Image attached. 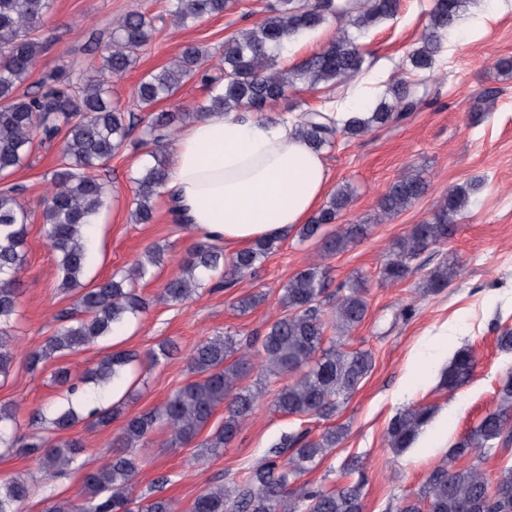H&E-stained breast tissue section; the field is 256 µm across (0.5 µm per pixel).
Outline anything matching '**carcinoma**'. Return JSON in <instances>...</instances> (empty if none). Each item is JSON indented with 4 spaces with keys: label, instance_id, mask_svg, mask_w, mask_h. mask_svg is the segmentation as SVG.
Segmentation results:
<instances>
[{
    "label": "carcinoma",
    "instance_id": "carcinoma-1",
    "mask_svg": "<svg viewBox=\"0 0 512 512\" xmlns=\"http://www.w3.org/2000/svg\"><path fill=\"white\" fill-rule=\"evenodd\" d=\"M232 0H167L166 13L172 24L184 29L199 20L224 13ZM465 0H433L429 20L420 45L408 56L411 71L434 68L436 56L448 38L464 7ZM400 0H274L267 15L255 26L224 43L220 57L197 44L185 45L165 66L147 72L133 92V99L148 121L142 136L132 135L134 116L112 96L113 84L131 71L141 50L153 39V18L128 12L112 20L106 37L90 33L87 48L98 53L100 62L90 68L45 71V45L37 32L49 14L52 0H0V177L24 167L34 149L43 142L61 139L57 169L44 180L41 195L43 236L57 254L61 274L60 289L75 293L73 307L52 315L63 322L45 343L27 356L31 372L67 353L77 352L111 335L129 318L147 311L150 300L138 291L139 283L154 277V269L170 257L168 244L155 243L131 264L94 286L83 283L89 258L88 229L101 215L110 195L108 182L98 171L112 157L131 144L146 148L153 159L137 176L135 224L154 219L156 199L167 181L168 165L164 147L176 139L190 121L210 111H263L270 101L285 96L299 83L310 87L351 78L361 69L363 57L351 29H366L392 18ZM336 20L335 35L321 50L291 68H280L277 59L285 42L293 35ZM35 74L41 75V91L19 94L18 87ZM204 82L207 98L192 110L177 107L162 112L155 107L175 99L192 78ZM414 84L399 79L389 87L367 117L354 116L341 127L323 120L322 112L310 109L299 118L300 135L321 150L333 144L337 132L349 138L364 136L376 128L402 119L416 105ZM427 190L421 176L397 180L382 196L381 217L407 209ZM355 195L346 183L306 223L298 237L311 240L321 230L336 223ZM468 202L464 188L448 192L431 222L416 225L393 248L383 268V277L404 280L411 272L425 268L421 257L432 247L448 242L457 229L458 216ZM30 212L12 188L0 190V380L9 376L15 356L14 323L19 315L20 273L26 262L24 251ZM369 225L346 224L326 242L328 252H343L367 236ZM279 239H263L232 256L224 254L217 241L196 244L179 260L180 273L161 289L156 300L180 304L200 290L230 288L252 275L276 248ZM459 274L454 262L443 261L426 272L430 288L439 291ZM328 270L313 263L288 280L280 297L281 313L259 342L264 370L287 381L276 391L275 410L288 415L330 417L338 399L352 394L373 368L368 350L348 351L341 336L366 317L365 279L357 276L338 287L336 305L326 310L322 300ZM339 335L325 337L327 326ZM240 339L231 332L201 339L188 359L199 379L174 390L167 400L148 411L124 414L123 407L94 408L87 418L94 427L122 423L112 437V454L106 462L88 469L83 485L71 499H52L44 512H175L172 499L137 496L135 478L140 461L135 449L147 444L158 425L170 431L169 444L184 445L194 440L220 407L224 424L199 444V460L224 453L249 418L260 407L262 388L242 385L252 363L239 354ZM176 344L163 341L141 356L135 352L112 350L81 377L74 379L69 369L58 366L52 373L60 386L73 390L77 383L104 386L125 376L134 363L148 368L168 360ZM476 359L471 349L458 350L443 373V384L455 391L474 375ZM500 401L487 412L451 450L448 461L426 477L418 496L406 497L396 512H508L512 506V465L499 474L496 485L477 465L458 469L455 461L479 449H493L512 440V371L499 381ZM427 407H409L389 423L386 439L396 450L410 447L430 419ZM79 420L68 409L55 414L51 424L61 436L50 438L34 433L20 442L17 408L0 403V448H22L37 459L38 470L47 479L70 469L84 455L86 443L64 432ZM346 429L331 427L316 439L306 433L286 434L266 461L248 471L239 484L212 486L194 500L191 512H364L360 481L330 489L298 484L319 460L344 438ZM291 448L288 459H280V449ZM30 481L21 475L0 478V512H27Z\"/></svg>",
    "mask_w": 512,
    "mask_h": 512
}]
</instances>
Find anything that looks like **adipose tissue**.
Masks as SVG:
<instances>
[{
	"instance_id": "obj_1",
	"label": "adipose tissue",
	"mask_w": 512,
	"mask_h": 512,
	"mask_svg": "<svg viewBox=\"0 0 512 512\" xmlns=\"http://www.w3.org/2000/svg\"><path fill=\"white\" fill-rule=\"evenodd\" d=\"M170 150L163 195L173 216L230 247L306 223L329 186L323 153L298 136L292 117L213 112Z\"/></svg>"
}]
</instances>
